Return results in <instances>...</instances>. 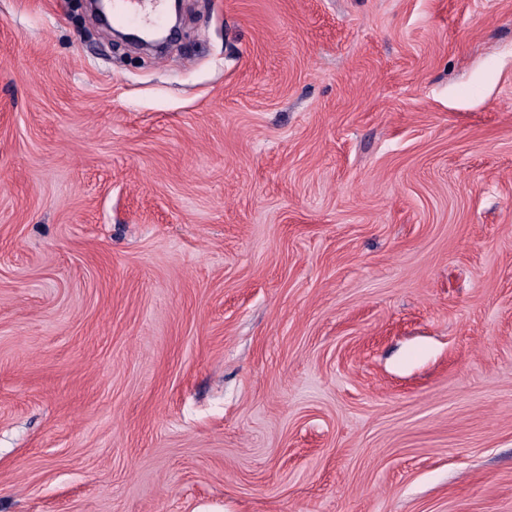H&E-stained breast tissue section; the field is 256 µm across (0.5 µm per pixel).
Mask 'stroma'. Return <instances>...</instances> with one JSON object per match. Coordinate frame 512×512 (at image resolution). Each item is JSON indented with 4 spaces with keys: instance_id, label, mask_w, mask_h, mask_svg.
Returning a JSON list of instances; mask_svg holds the SVG:
<instances>
[{
    "instance_id": "obj_1",
    "label": "stroma",
    "mask_w": 512,
    "mask_h": 512,
    "mask_svg": "<svg viewBox=\"0 0 512 512\" xmlns=\"http://www.w3.org/2000/svg\"><path fill=\"white\" fill-rule=\"evenodd\" d=\"M0 512H512V0H0ZM163 1L164 0L98 1L97 9L99 15L104 20H107V11L112 10V22L119 26H155L161 24L163 21V13L161 10V2Z\"/></svg>"
}]
</instances>
